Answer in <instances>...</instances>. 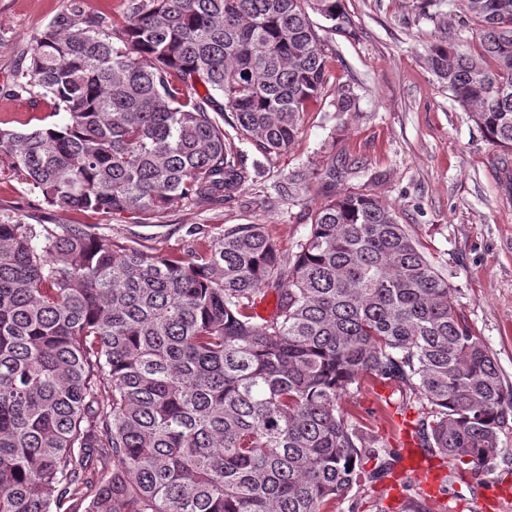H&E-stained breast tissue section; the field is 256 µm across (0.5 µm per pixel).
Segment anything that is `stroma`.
<instances>
[{
    "mask_svg": "<svg viewBox=\"0 0 512 512\" xmlns=\"http://www.w3.org/2000/svg\"><path fill=\"white\" fill-rule=\"evenodd\" d=\"M69 0H0V126L55 123L41 98H12L8 91L28 63L34 36L65 13ZM353 30L333 29L320 14L311 19L324 39L329 89L305 116L295 143L262 155L239 142L256 175L219 207L174 203L162 218L132 213L79 212L52 206L27 192L20 180L0 175V220L31 224H87L113 239L137 240L153 254L186 249L188 228L261 224L283 253L291 254L310 231L309 212L318 203L316 183L289 198L278 188L291 175L330 163L344 167L337 191L363 187L394 209L400 223L423 244L454 288V301L474 333L496 358L512 385V154L494 147L469 112L455 103L427 65L431 45L448 42L475 49L467 24L448 0H341ZM357 97L356 111L336 112L338 86ZM408 389L365 384L349 387L344 409L365 426L376 444L401 448L396 405ZM391 406H384V399ZM437 465L439 498L426 495L422 478L407 465L392 477L354 488L338 512H471L473 502L512 495V434L495 460L446 482Z\"/></svg>",
    "mask_w": 512,
    "mask_h": 512,
    "instance_id": "obj_1",
    "label": "stroma"
}]
</instances>
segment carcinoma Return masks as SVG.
<instances>
[{"mask_svg": "<svg viewBox=\"0 0 512 512\" xmlns=\"http://www.w3.org/2000/svg\"><path fill=\"white\" fill-rule=\"evenodd\" d=\"M460 5L479 50L438 44L428 66L511 152L512 0ZM311 10L349 24L339 0H124L111 18L71 0L12 89L63 120L0 128V165L72 209L220 206L251 180L235 140L286 151L323 96ZM336 111H356L351 89ZM341 178L321 170L289 256L262 224L194 227L153 255L0 221V512H336L402 460L339 405L365 380L426 402L417 436L449 475L493 460L512 385L406 225Z\"/></svg>", "mask_w": 512, "mask_h": 512, "instance_id": "cac0c4a2", "label": "carcinoma"}]
</instances>
